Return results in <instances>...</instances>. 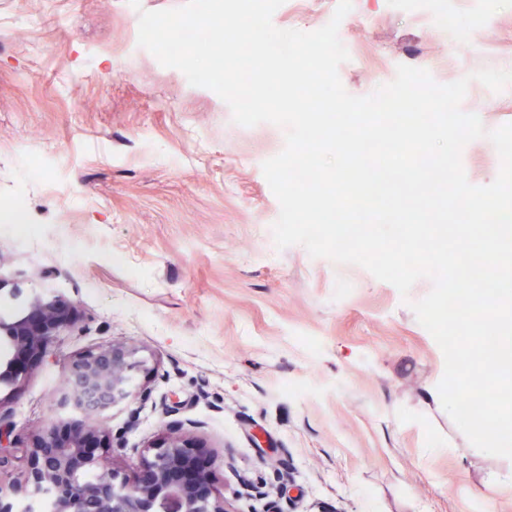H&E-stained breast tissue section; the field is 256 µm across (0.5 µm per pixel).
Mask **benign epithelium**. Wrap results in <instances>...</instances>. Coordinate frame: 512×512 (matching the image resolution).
Masks as SVG:
<instances>
[{
	"label": "benign epithelium",
	"instance_id": "obj_1",
	"mask_svg": "<svg viewBox=\"0 0 512 512\" xmlns=\"http://www.w3.org/2000/svg\"><path fill=\"white\" fill-rule=\"evenodd\" d=\"M78 320V310L61 295L35 294L21 316L0 322L10 362L0 383L15 386L24 360L51 353L57 336ZM64 384L53 393V415L23 447V478L0 486V512H28L47 501L51 512H236L224 499L201 460L202 445L176 423L142 450L133 475L116 469L112 453L124 434L112 433V410L146 398L138 376L149 371L143 349L111 342L61 359ZM14 426L0 415V469L17 447Z\"/></svg>",
	"mask_w": 512,
	"mask_h": 512
}]
</instances>
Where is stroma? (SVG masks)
Segmentation results:
<instances>
[{
    "label": "stroma",
    "mask_w": 512,
    "mask_h": 512,
    "mask_svg": "<svg viewBox=\"0 0 512 512\" xmlns=\"http://www.w3.org/2000/svg\"><path fill=\"white\" fill-rule=\"evenodd\" d=\"M185 2L0 0V195L24 193L41 228L25 243L0 235V301L53 290L80 312L18 388L0 389V411L28 440L50 416L58 359L132 342L153 369L147 401L112 412L126 442L115 468L132 471L140 448L190 420L236 512H512V459L475 448L441 405L444 356L411 308L432 281L404 297L361 266L277 248L262 164L285 127L237 125L215 92L139 46L140 11ZM336 5L284 0L272 22L311 32ZM417 14L352 0L338 30L345 90L371 95L401 64L440 84L467 76L461 110L488 130L512 123V83L495 93L472 78L512 70V0H489L456 47ZM461 158L472 185L495 180L489 139ZM241 476L257 495L238 496Z\"/></svg>",
    "instance_id": "obj_1"
}]
</instances>
